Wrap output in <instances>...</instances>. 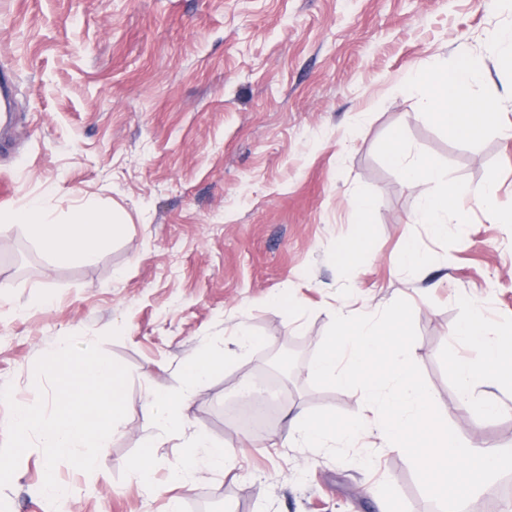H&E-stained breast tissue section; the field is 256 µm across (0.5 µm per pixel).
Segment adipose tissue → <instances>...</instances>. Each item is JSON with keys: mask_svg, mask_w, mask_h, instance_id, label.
I'll use <instances>...</instances> for the list:
<instances>
[{"mask_svg": "<svg viewBox=\"0 0 512 512\" xmlns=\"http://www.w3.org/2000/svg\"><path fill=\"white\" fill-rule=\"evenodd\" d=\"M485 70L483 56L464 52L452 66L432 70L426 75L430 102L450 136L470 140L477 134L486 135L493 126L496 114L492 106L469 94L471 86L484 76ZM384 158L389 165L399 169L411 185L421 190L415 223L431 225L438 232L449 224L466 223L467 215L460 205L461 194L449 186L445 169L425 161L408 160L401 132H392L386 139ZM11 219L32 228L45 251L58 264L92 262L111 242L112 219L91 202L81 205L67 223L50 220L37 200L15 210ZM452 336L480 349L478 359H457L450 365L460 390L461 404L486 415L498 413L497 401L479 397L478 392L491 380L499 386L512 388V335L507 333L497 340H487L485 318L475 308L458 322ZM223 367L224 357L220 352L211 348L200 350L183 368L182 392L175 397L149 393L144 402L146 412L157 415L164 428L184 429L194 390ZM189 445L190 452L171 472L172 479L181 485L191 483L198 472L196 449H205L207 462L214 470L223 468L228 459L223 446L212 443L204 433L192 434Z\"/></svg>", "mask_w": 512, "mask_h": 512, "instance_id": "1", "label": "adipose tissue"}]
</instances>
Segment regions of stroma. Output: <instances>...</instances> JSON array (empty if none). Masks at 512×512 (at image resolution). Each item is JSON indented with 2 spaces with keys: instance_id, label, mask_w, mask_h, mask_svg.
Wrapping results in <instances>:
<instances>
[{
  "instance_id": "obj_1",
  "label": "stroma",
  "mask_w": 512,
  "mask_h": 512,
  "mask_svg": "<svg viewBox=\"0 0 512 512\" xmlns=\"http://www.w3.org/2000/svg\"><path fill=\"white\" fill-rule=\"evenodd\" d=\"M511 23L490 0H5L0 75L15 85V122L0 152V388L34 404L36 360L71 335L99 343L130 379L94 473L59 463L70 494L50 506L32 447L0 512H167L173 497L181 512H379L367 489L383 481L393 512H440L407 456L377 436L345 463L281 440L287 411L356 406L352 391L314 387L308 369L336 308L378 312L398 298L412 305L411 356L449 426L512 448V389L482 388L502 406L485 417L460 405L449 369L473 353L451 337L469 304L488 337L512 329V70L485 41ZM464 52L486 56L474 94L498 113L475 142L449 136L423 82ZM395 129L449 183H495L496 209L467 204V224L440 236L413 223L420 191L383 156ZM364 198L367 255L350 269L337 248L358 233ZM33 199L58 223L88 201L121 222L94 263L58 265L11 220ZM410 236L433 261L404 272L394 261ZM243 325L260 345L237 346ZM209 345L223 348V370L196 388L185 429L164 430L143 409L147 391L180 394L183 364ZM244 375L287 394L261 435L232 397ZM197 431L234 466L168 486ZM148 443L151 489L132 472ZM465 512H512V473Z\"/></svg>"
}]
</instances>
